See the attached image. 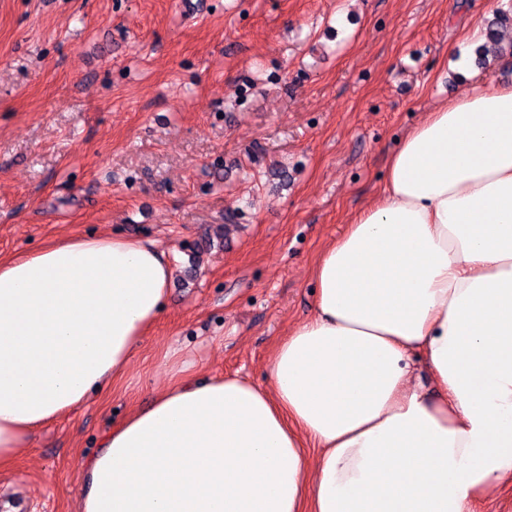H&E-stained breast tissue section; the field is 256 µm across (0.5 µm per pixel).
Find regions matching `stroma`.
Masks as SVG:
<instances>
[{
  "mask_svg": "<svg viewBox=\"0 0 512 512\" xmlns=\"http://www.w3.org/2000/svg\"><path fill=\"white\" fill-rule=\"evenodd\" d=\"M487 2L0 0V257L118 232L173 266L126 371L0 471L5 503L78 512L83 462L175 377L265 383L399 140L469 87L512 85L510 54L453 65Z\"/></svg>",
  "mask_w": 512,
  "mask_h": 512,
  "instance_id": "obj_1",
  "label": "stroma"
}]
</instances>
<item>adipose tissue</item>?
<instances>
[{
  "mask_svg": "<svg viewBox=\"0 0 512 512\" xmlns=\"http://www.w3.org/2000/svg\"><path fill=\"white\" fill-rule=\"evenodd\" d=\"M313 277L266 385L159 389L83 463L81 512H469L512 479V86L426 113ZM171 279L122 234L0 260V469L122 374Z\"/></svg>",
  "mask_w": 512,
  "mask_h": 512,
  "instance_id": "obj_1",
  "label": "adipose tissue"
}]
</instances>
